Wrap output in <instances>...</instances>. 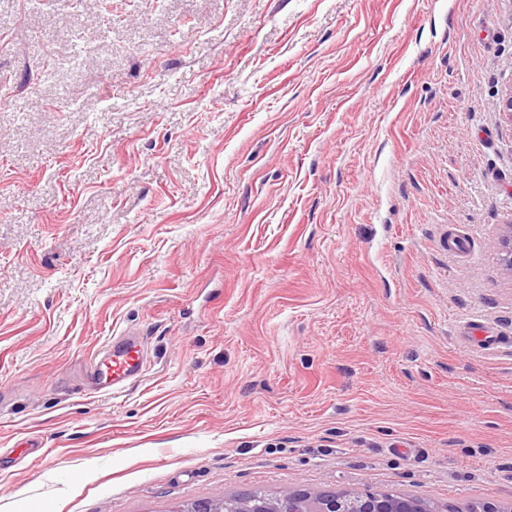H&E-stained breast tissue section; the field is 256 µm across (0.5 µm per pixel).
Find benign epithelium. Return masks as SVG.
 Instances as JSON below:
<instances>
[{
	"label": "benign epithelium",
	"mask_w": 512,
	"mask_h": 512,
	"mask_svg": "<svg viewBox=\"0 0 512 512\" xmlns=\"http://www.w3.org/2000/svg\"><path fill=\"white\" fill-rule=\"evenodd\" d=\"M507 269L512 271V225L499 239ZM236 512H435L431 505L407 496H391L382 490L350 489L340 492L311 493L287 491L262 506L251 504L246 494L237 496ZM224 499L186 504L173 512H224Z\"/></svg>",
	"instance_id": "1"
}]
</instances>
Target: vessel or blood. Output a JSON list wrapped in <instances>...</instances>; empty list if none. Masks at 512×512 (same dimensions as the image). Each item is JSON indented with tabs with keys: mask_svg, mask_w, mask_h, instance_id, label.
Wrapping results in <instances>:
<instances>
[{
	"mask_svg": "<svg viewBox=\"0 0 512 512\" xmlns=\"http://www.w3.org/2000/svg\"><path fill=\"white\" fill-rule=\"evenodd\" d=\"M144 370V338L131 329L112 337L89 364L90 378L98 393L117 392L139 379Z\"/></svg>",
	"mask_w": 512,
	"mask_h": 512,
	"instance_id": "b4317fda",
	"label": "vessel or blood"
}]
</instances>
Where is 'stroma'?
<instances>
[{
	"instance_id": "35a3bbf8",
	"label": "stroma",
	"mask_w": 512,
	"mask_h": 512,
	"mask_svg": "<svg viewBox=\"0 0 512 512\" xmlns=\"http://www.w3.org/2000/svg\"><path fill=\"white\" fill-rule=\"evenodd\" d=\"M509 89L512 0H0V512L512 505ZM144 370V338L139 331L131 329L112 336L89 364L96 393H115L139 379ZM237 512H435L431 505L382 490L350 489L311 493L287 491L262 506L252 505L247 494L237 496Z\"/></svg>"
}]
</instances>
